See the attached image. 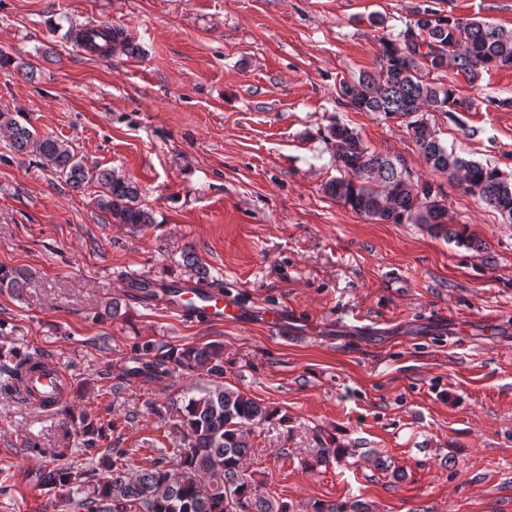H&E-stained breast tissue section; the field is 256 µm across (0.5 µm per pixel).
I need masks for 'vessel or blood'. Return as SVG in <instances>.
I'll return each mask as SVG.
<instances>
[{"label": "vessel or blood", "mask_w": 512, "mask_h": 512, "mask_svg": "<svg viewBox=\"0 0 512 512\" xmlns=\"http://www.w3.org/2000/svg\"><path fill=\"white\" fill-rule=\"evenodd\" d=\"M107 31V25L102 23L82 26L77 34V43L83 53L95 56L94 44ZM171 285L174 292L167 296L162 307L181 321L213 324L241 322L242 307L231 297L225 296L222 289L191 278L174 279ZM266 320L274 331L286 336L311 338L321 335L323 330L322 324L301 319L282 308L269 311ZM21 389L30 407L52 411L68 402L71 381L57 360L42 357L38 360L37 370L24 375Z\"/></svg>", "instance_id": "obj_1"}]
</instances>
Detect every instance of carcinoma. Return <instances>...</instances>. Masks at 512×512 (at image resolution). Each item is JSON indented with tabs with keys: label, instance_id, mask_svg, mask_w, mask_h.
Returning a JSON list of instances; mask_svg holds the SVG:
<instances>
[{
	"label": "carcinoma",
	"instance_id": "obj_1",
	"mask_svg": "<svg viewBox=\"0 0 512 512\" xmlns=\"http://www.w3.org/2000/svg\"><path fill=\"white\" fill-rule=\"evenodd\" d=\"M414 18L396 38L381 39L374 68L353 80L342 79L337 95L359 112H376L404 120L423 165L448 176L466 193L512 224V177L496 166L466 159L448 150L438 137L435 112L448 115L462 105L457 89L440 76L462 74L471 83L489 71L512 68V32L470 18L448 16L417 6ZM112 52L136 49L125 29L114 26L107 36ZM0 134L18 154H32L74 189L88 182L98 188L95 205L113 224L134 228L154 223L140 204V189L121 172L90 169L65 141L40 134L15 115L0 112ZM340 176L325 184L331 199L368 220L418 224L434 237L455 241L477 252L475 235L458 228L448 214L443 191L414 172L406 160L369 146L356 128L338 121L329 128ZM28 280L20 269H0V288L18 293ZM141 350L151 358L148 368L158 375H204L212 379L193 395L175 399L176 425L184 447L175 460L153 462L132 475L113 467L98 478L83 467L47 464L40 483L64 491L75 512H291L273 495L258 496L242 470L253 447L255 429L272 416L268 407L247 393L224 386V349L216 342L170 346L148 341ZM31 356L10 351L0 363L9 387ZM314 512H368L361 503H323Z\"/></svg>",
	"mask_w": 512,
	"mask_h": 512
}]
</instances>
